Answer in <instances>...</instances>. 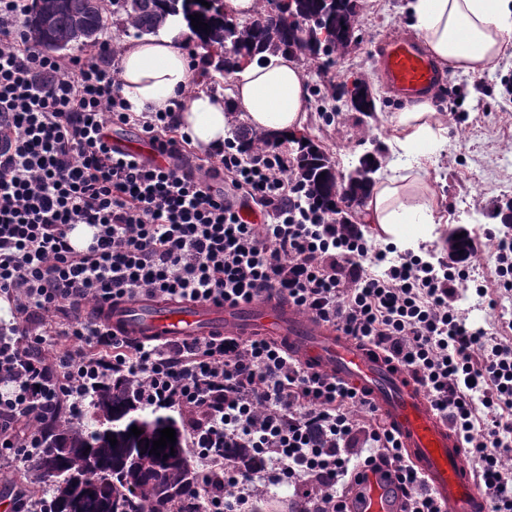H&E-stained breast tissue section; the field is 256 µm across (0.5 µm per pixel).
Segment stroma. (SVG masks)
<instances>
[{
	"instance_id": "obj_1",
	"label": "stroma",
	"mask_w": 512,
	"mask_h": 512,
	"mask_svg": "<svg viewBox=\"0 0 512 512\" xmlns=\"http://www.w3.org/2000/svg\"><path fill=\"white\" fill-rule=\"evenodd\" d=\"M357 2L359 44L325 69L309 57L301 59L309 90L302 133L329 156L342 177L368 154L397 169L415 163L390 146L389 117L404 104L384 87L375 53L381 41L410 32L408 0ZM357 79L369 87L374 111H351L345 97L337 95L339 84ZM452 93L457 96L453 104L448 101ZM432 101L448 128L442 149L424 162V179L448 218L440 231L468 228L478 242V256L470 261L474 272L493 277L495 248L486 233L501 226L493 215L496 204L512 199V58L480 74H450L448 87L440 88ZM460 306L477 326L512 319V295L486 301L468 293Z\"/></svg>"
}]
</instances>
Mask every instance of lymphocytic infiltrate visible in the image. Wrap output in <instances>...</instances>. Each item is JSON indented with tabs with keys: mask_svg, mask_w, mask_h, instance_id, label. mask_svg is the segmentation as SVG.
Instances as JSON below:
<instances>
[{
	"mask_svg": "<svg viewBox=\"0 0 512 512\" xmlns=\"http://www.w3.org/2000/svg\"><path fill=\"white\" fill-rule=\"evenodd\" d=\"M29 0H0V468L27 463L61 412L129 380L143 407L179 413L200 489L180 512H257L282 485L289 512H344L352 472L387 460L409 512H440L373 406L265 336L134 342L102 321L138 296L236 305L277 294L407 367L448 417L491 512H512V336L458 306L488 290L467 258L405 252L386 264L352 224L309 202L290 158L234 141L187 171L168 112L136 114L103 58L43 52L18 26ZM159 144L168 165L110 143L113 125ZM222 178L214 187L213 178ZM92 228L85 249L77 225ZM385 263L375 273L367 257ZM245 449L247 462L231 456Z\"/></svg>",
	"mask_w": 512,
	"mask_h": 512,
	"instance_id": "f902f5d3",
	"label": "lymphocytic infiltrate"
}]
</instances>
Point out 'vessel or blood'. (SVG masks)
Listing matches in <instances>:
<instances>
[{"label":"vessel or blood","instance_id":"vessel-or-blood-1","mask_svg":"<svg viewBox=\"0 0 512 512\" xmlns=\"http://www.w3.org/2000/svg\"><path fill=\"white\" fill-rule=\"evenodd\" d=\"M376 52L395 99L425 98L445 83L442 70L415 39L396 37ZM113 146L160 163L166 160L146 140L122 136ZM108 323L118 335L139 340L216 333L272 336L303 365L336 376L372 402L397 438L404 460L420 474L442 512H490L457 432L411 373L388 362L372 345L332 325L300 317L276 296L264 293L234 307L137 297L113 306ZM343 503L347 512H406L408 496L394 466L379 462L349 481Z\"/></svg>","mask_w":512,"mask_h":512}]
</instances>
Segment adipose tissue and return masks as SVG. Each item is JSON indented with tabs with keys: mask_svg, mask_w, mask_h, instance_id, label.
Wrapping results in <instances>:
<instances>
[{
	"mask_svg": "<svg viewBox=\"0 0 512 512\" xmlns=\"http://www.w3.org/2000/svg\"><path fill=\"white\" fill-rule=\"evenodd\" d=\"M414 29L427 52L453 71L478 74L493 68L512 48V0H410ZM186 29L182 17H167L156 34L121 46L117 76L133 112L173 111L192 145L204 152L222 150L231 137V112L262 137L283 139L306 120V77L291 53L266 55L232 75L231 100L198 90L200 63L180 50L176 38ZM181 100L173 109V100ZM396 151L429 157L447 129L432 102L424 101L390 118ZM420 170L387 173L371 187L364 202L368 223L379 225L400 248L435 241L446 218Z\"/></svg>",
	"mask_w": 512,
	"mask_h": 512,
	"instance_id": "adipose-tissue-1",
	"label": "adipose tissue"
}]
</instances>
